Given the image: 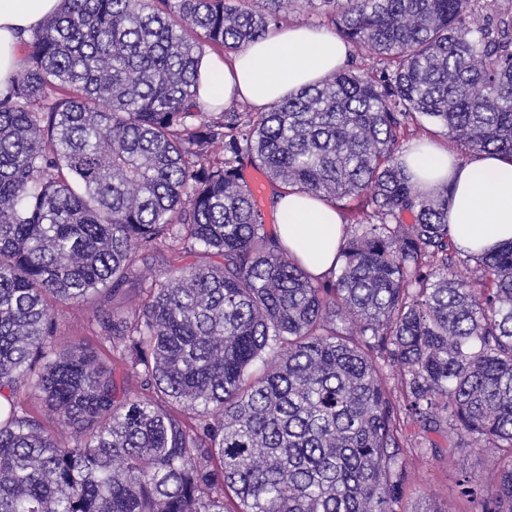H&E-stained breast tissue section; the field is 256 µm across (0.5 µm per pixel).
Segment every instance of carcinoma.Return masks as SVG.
Segmentation results:
<instances>
[{"label":"carcinoma","mask_w":512,"mask_h":512,"mask_svg":"<svg viewBox=\"0 0 512 512\" xmlns=\"http://www.w3.org/2000/svg\"><path fill=\"white\" fill-rule=\"evenodd\" d=\"M305 11L379 66L203 110L205 47ZM21 43L0 96V512H397L416 448L492 451L456 492L512 512V241L458 250L448 186L420 192L401 159L428 122L512 160V0H63ZM248 164L366 197L327 279L266 227ZM176 246L223 262L96 310L99 348L57 336L58 307L124 294Z\"/></svg>","instance_id":"1"}]
</instances>
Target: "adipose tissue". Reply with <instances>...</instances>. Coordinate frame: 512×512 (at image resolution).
Masks as SVG:
<instances>
[{"instance_id": "ef3b65f1", "label": "adipose tissue", "mask_w": 512, "mask_h": 512, "mask_svg": "<svg viewBox=\"0 0 512 512\" xmlns=\"http://www.w3.org/2000/svg\"><path fill=\"white\" fill-rule=\"evenodd\" d=\"M61 5L62 0H0V94L22 65L21 36ZM348 56V45L336 34L288 25L230 57L205 53L200 98L214 109L247 103L264 112L325 79ZM405 158L425 189L449 185V232L460 249L492 248L512 240L511 161L480 153L461 162L435 144L406 150ZM274 217L282 243L310 274L327 277L336 262L342 224L333 202L286 189Z\"/></svg>"}]
</instances>
